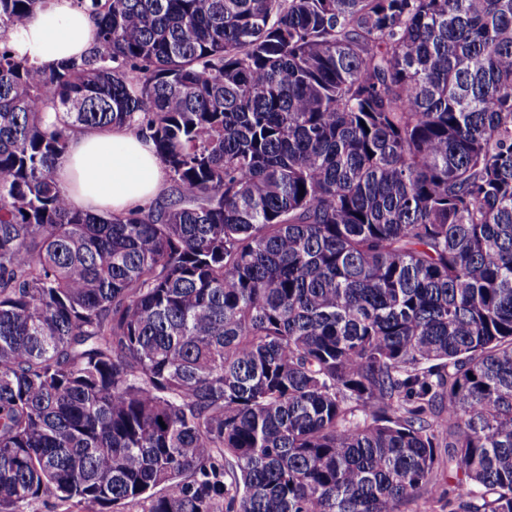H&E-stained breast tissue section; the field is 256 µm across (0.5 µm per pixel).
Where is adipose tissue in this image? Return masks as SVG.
<instances>
[{"mask_svg": "<svg viewBox=\"0 0 512 512\" xmlns=\"http://www.w3.org/2000/svg\"><path fill=\"white\" fill-rule=\"evenodd\" d=\"M93 39L94 22L83 9L49 0L12 33L10 45L18 58L48 71L85 53ZM57 179L73 208L121 215L163 191L165 167L151 139L126 127L79 129Z\"/></svg>", "mask_w": 512, "mask_h": 512, "instance_id": "adipose-tissue-1", "label": "adipose tissue"}]
</instances>
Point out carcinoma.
Listing matches in <instances>:
<instances>
[{"instance_id":"carcinoma-1","label":"carcinoma","mask_w":512,"mask_h":512,"mask_svg":"<svg viewBox=\"0 0 512 512\" xmlns=\"http://www.w3.org/2000/svg\"><path fill=\"white\" fill-rule=\"evenodd\" d=\"M75 2L0 0V512H512V0ZM113 125L168 187L76 210ZM94 39V22L72 0H51L11 34L15 55L49 71L85 53ZM165 176L151 139L124 126L76 130L57 171L73 208L114 215L159 195ZM25 512H91L83 505L61 503L53 497L42 496L25 506Z\"/></svg>"}]
</instances>
